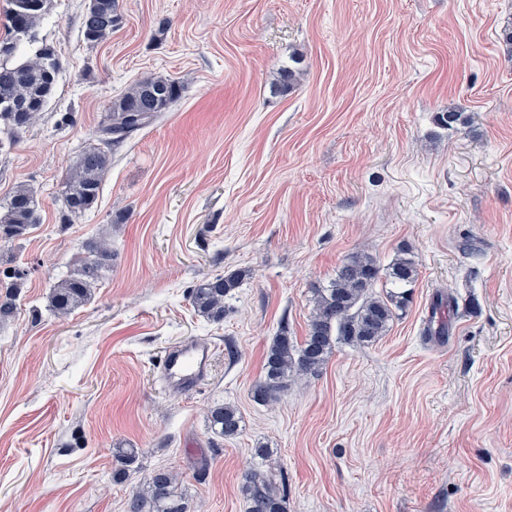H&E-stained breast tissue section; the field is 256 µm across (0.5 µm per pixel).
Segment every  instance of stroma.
<instances>
[{
    "mask_svg": "<svg viewBox=\"0 0 512 512\" xmlns=\"http://www.w3.org/2000/svg\"><path fill=\"white\" fill-rule=\"evenodd\" d=\"M88 3L48 0L55 91L0 148V202L21 184L41 200L0 247L30 271L0 322V512H125L157 467L189 512H246L251 468L285 478L288 512H512V0H118L94 45ZM150 73L182 98L65 223L62 175ZM449 110L465 124L439 125ZM104 228L111 270L57 316L55 283ZM361 249L413 255L409 307L255 402L280 326L303 338L312 288ZM233 273L223 321L198 316L190 290ZM440 292L452 332L435 341L422 325ZM196 338L215 347L206 386L165 388L161 358ZM224 403L243 418L233 439L207 418ZM119 448L137 452L121 480Z\"/></svg>",
    "mask_w": 512,
    "mask_h": 512,
    "instance_id": "1",
    "label": "stroma"
}]
</instances>
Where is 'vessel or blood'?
<instances>
[{"label": "vessel or blood", "instance_id": "b4317fda", "mask_svg": "<svg viewBox=\"0 0 512 512\" xmlns=\"http://www.w3.org/2000/svg\"><path fill=\"white\" fill-rule=\"evenodd\" d=\"M213 345L205 340H190L168 349L161 374L173 390L189 394L200 390L209 377Z\"/></svg>", "mask_w": 512, "mask_h": 512}]
</instances>
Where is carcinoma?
Instances as JSON below:
<instances>
[{
    "label": "carcinoma",
    "mask_w": 512,
    "mask_h": 512,
    "mask_svg": "<svg viewBox=\"0 0 512 512\" xmlns=\"http://www.w3.org/2000/svg\"><path fill=\"white\" fill-rule=\"evenodd\" d=\"M33 2L9 0L6 37L0 40V121L14 132L39 118L53 96L59 71L55 51L38 39L45 8L34 7ZM117 6V0H89L82 22L84 40L100 43L112 35ZM182 93L179 81L148 74L112 100L96 131L98 143L84 148L61 180L64 216H81L94 207L112 155L175 105ZM40 207L33 189L18 186L0 212V244L23 239L39 222ZM84 250V259L53 288L52 307L59 314H67L89 299L103 270L112 267L115 251L107 230L87 241ZM27 276V270L16 266L0 271V288L5 289L0 294V321L14 314L19 288ZM382 278L397 291L385 297L376 294L375 285ZM240 279L241 275L233 274L199 283L189 293L194 311L211 322L224 321V300ZM417 279V265L409 257L399 255L384 268L365 250L350 255L329 285L312 289L313 306L303 340L288 335L286 327L273 339L266 353L264 377L252 389L254 400L264 404L279 401L288 382L318 374L340 341L366 346L381 340L396 311L409 303V288ZM208 419L224 438L241 432L242 418L233 405L210 408ZM177 480L178 474L169 468L154 469L127 501V512H187L184 499L176 492ZM242 490L247 512H288L286 487L260 469L245 472Z\"/></svg>",
    "instance_id": "carcinoma-1"
}]
</instances>
